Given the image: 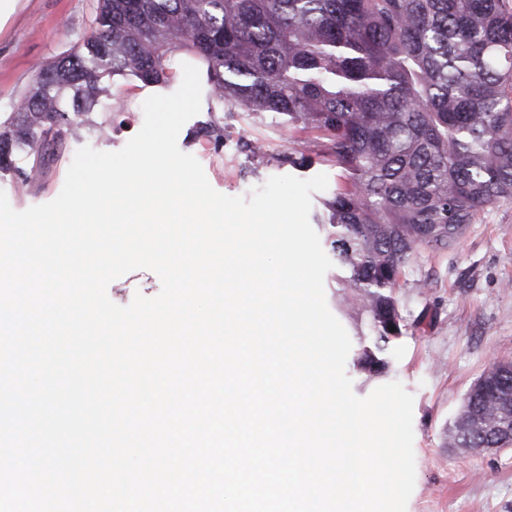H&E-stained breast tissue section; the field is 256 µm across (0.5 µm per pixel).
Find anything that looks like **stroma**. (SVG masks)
Instances as JSON below:
<instances>
[{
	"instance_id": "obj_1",
	"label": "stroma",
	"mask_w": 512,
	"mask_h": 512,
	"mask_svg": "<svg viewBox=\"0 0 512 512\" xmlns=\"http://www.w3.org/2000/svg\"><path fill=\"white\" fill-rule=\"evenodd\" d=\"M98 0H19L0 27V121L32 87L37 65L66 55L88 34ZM106 89L76 136L57 148L50 173L23 182L31 161L26 153L0 170V190L17 211L49 202L60 193L76 151L84 146L116 151L141 128L142 104L156 94L139 80L103 74ZM224 130L215 145L206 126ZM261 141L265 159L249 157L246 143ZM179 148L194 155L211 186L229 196H249L270 177L319 173L335 177L321 162V141L308 130L285 124L253 123L247 113L222 104H202L182 127ZM295 153L303 166L289 168L281 158ZM161 282L146 269L114 280L107 289L116 304H129L135 293L156 296ZM408 324L391 354L390 370L377 384L400 382L412 394L413 450L416 477L407 512H512V447L497 452L453 448L445 429L463 397L483 370L496 361H512V201L479 213L453 247H421L396 290ZM427 313L429 325L416 319Z\"/></svg>"
}]
</instances>
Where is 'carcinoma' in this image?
Listing matches in <instances>:
<instances>
[{
  "label": "carcinoma",
  "instance_id": "obj_1",
  "mask_svg": "<svg viewBox=\"0 0 512 512\" xmlns=\"http://www.w3.org/2000/svg\"><path fill=\"white\" fill-rule=\"evenodd\" d=\"M184 63L229 110L321 138L336 182L313 220L339 268L337 308L360 336L354 365L385 374L405 327L395 288L418 249L451 248L479 212L512 200L507 0H98L91 32L40 66L0 123V168L21 149L25 179L48 174L98 104L103 71L165 88ZM480 378L488 386L469 388L449 428L456 448L503 441L495 394L512 364Z\"/></svg>",
  "mask_w": 512,
  "mask_h": 512
}]
</instances>
